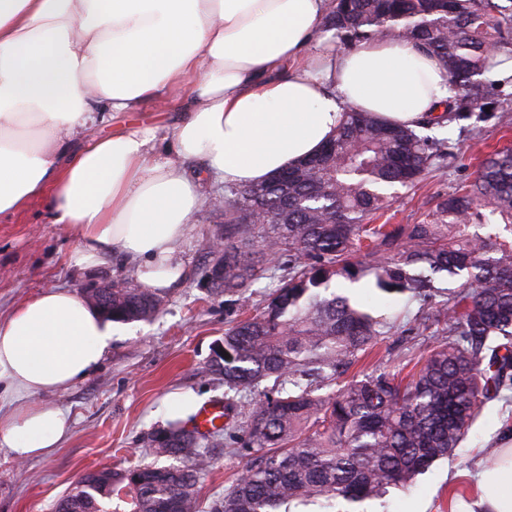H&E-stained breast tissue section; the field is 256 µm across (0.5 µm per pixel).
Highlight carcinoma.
<instances>
[{
  "label": "carcinoma",
  "instance_id": "1",
  "mask_svg": "<svg viewBox=\"0 0 512 512\" xmlns=\"http://www.w3.org/2000/svg\"><path fill=\"white\" fill-rule=\"evenodd\" d=\"M339 43L394 36L436 56L456 92L446 112L482 105L479 80L512 61V3L497 0H335L328 18ZM445 139L350 110L331 140L303 163L248 186L224 206V249L214 284L236 294L268 276V256L287 258L288 280L268 305L224 331L210 370L230 390L273 380L241 417L247 463L213 512H292L318 503H360L452 456L481 406L512 388V148L493 147L473 182L441 198L427 224H373L384 189L418 182L450 155ZM267 223H253L256 214ZM476 231H470V228ZM369 262L350 261L361 250ZM447 278L453 287H438ZM343 278L419 304L416 329L437 345L403 370L351 368L400 314L360 306ZM149 288L112 286V321L156 316ZM157 452L169 465L124 474H82L54 512H108L115 495L131 512H201L200 474L210 466L199 436L171 421Z\"/></svg>",
  "mask_w": 512,
  "mask_h": 512
}]
</instances>
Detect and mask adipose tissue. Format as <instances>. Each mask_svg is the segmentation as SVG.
<instances>
[{
    "instance_id": "adipose-tissue-1",
    "label": "adipose tissue",
    "mask_w": 512,
    "mask_h": 512,
    "mask_svg": "<svg viewBox=\"0 0 512 512\" xmlns=\"http://www.w3.org/2000/svg\"><path fill=\"white\" fill-rule=\"evenodd\" d=\"M330 0H0V216L49 197L77 243L76 265L108 256L148 288L182 274L181 245L206 201L315 154L355 109L417 128L452 97L439 60L393 37L339 50L323 35ZM187 110L160 150L158 130H89L150 101ZM83 145L67 151V144ZM113 322L67 288L0 316V447L17 461L69 434L41 398L105 360ZM479 473L465 512H512V445Z\"/></svg>"
}]
</instances>
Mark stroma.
Wrapping results in <instances>:
<instances>
[{
	"label": "stroma",
	"mask_w": 512,
	"mask_h": 512,
	"mask_svg": "<svg viewBox=\"0 0 512 512\" xmlns=\"http://www.w3.org/2000/svg\"><path fill=\"white\" fill-rule=\"evenodd\" d=\"M181 118L178 107L149 103L95 132L108 135L131 126L169 129ZM442 133L454 146L452 155L416 186L389 188L392 202L380 223H425L439 196L468 185L487 147L512 144V101L489 95L470 120L447 123ZM204 191L210 202L195 214L182 245L184 276L160 292V313L148 321L116 324L111 353L100 368L67 391L44 396L46 405L62 408L69 418L71 432L61 448L24 464L0 450V512H51L84 471L127 472L156 461L168 393H185L200 404L223 400L224 380L209 372L210 360L225 328L267 304L271 290L264 279L241 295L211 286L207 272L214 257L207 246L224 228L222 199L234 197L235 191L220 184L205 185ZM75 248L74 240L52 224L48 198L0 217V314L47 288L65 287L82 297L98 285L137 283L133 266L109 259L86 270L75 267L70 261ZM435 342L433 336L416 335L408 318L377 345L371 363L396 367ZM511 427L509 388L483 406L452 458L436 462L409 489L392 488L383 498L358 504V512H455L469 500L482 459L494 457ZM240 436L233 428L208 441L212 465L197 484L204 506L223 498L225 488L241 475L246 458L234 451Z\"/></svg>",
	"instance_id": "obj_1"
}]
</instances>
